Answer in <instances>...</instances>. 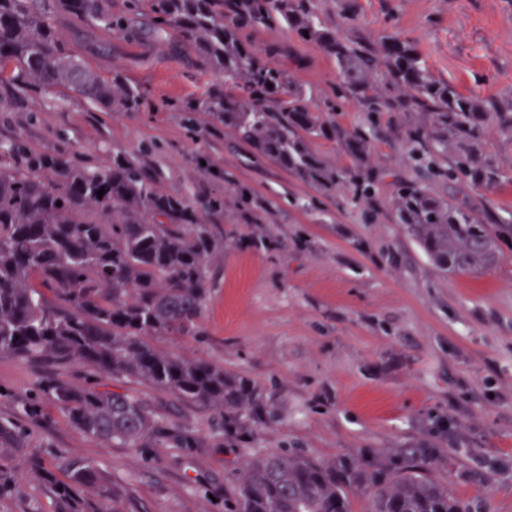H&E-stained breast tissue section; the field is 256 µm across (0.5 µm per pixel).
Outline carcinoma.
<instances>
[{"label":"carcinoma","mask_w":512,"mask_h":512,"mask_svg":"<svg viewBox=\"0 0 512 512\" xmlns=\"http://www.w3.org/2000/svg\"><path fill=\"white\" fill-rule=\"evenodd\" d=\"M125 2L124 15L115 16L112 0H0V88L12 95L66 88L106 111H135L144 91L100 76L51 20L91 22L129 38L159 40L175 30L217 76L182 111L222 123L256 158L325 194L344 188L358 205L385 177L372 164V130L336 120L337 105L347 103L370 124L382 112L423 115L409 132L408 154L430 167L436 157L453 154L450 180L462 175L488 191L512 181L487 149L491 123L512 132V102L491 108L438 80L416 42L397 31L374 39L345 33L321 18V0ZM275 23L336 64L325 108H313L310 93L241 37L246 28ZM318 140L339 145L349 163L327 162L314 151ZM391 205L396 223L443 273L489 270L509 246L492 225L425 185L394 183ZM222 207L217 197L199 206L162 191L127 154L102 168L0 142V353L48 357L60 367L89 362L106 381L147 383L217 409L224 413V434L250 441L247 427L266 410L254 384L201 359L163 354L149 341L197 333L211 262L224 250V234L208 215ZM38 393L102 442L141 448L169 437L143 401L106 382L78 387L55 373L40 380ZM22 441L19 427L0 422V449ZM441 454L422 445L328 461L299 448L257 453L237 478L227 512H357L359 499L362 512H470L433 477ZM63 470L67 481L57 494L70 512H118L108 505L115 492L96 465L73 458Z\"/></svg>","instance_id":"obj_1"}]
</instances>
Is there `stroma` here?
<instances>
[{
    "label": "stroma",
    "instance_id": "35a3bbf8",
    "mask_svg": "<svg viewBox=\"0 0 512 512\" xmlns=\"http://www.w3.org/2000/svg\"><path fill=\"white\" fill-rule=\"evenodd\" d=\"M322 17L366 36L396 30L415 40L433 74L462 93L512 101V0H323ZM66 43L104 77L144 89L136 112H105L56 89L0 107V141L22 137L105 167L133 153L167 193L220 197L210 223L224 231L211 263V292L197 336H155L161 352L202 359L260 387L274 420L257 441L233 444L222 415L153 386L123 383L187 434V448H122L86 435L50 402L19 415L49 361L0 354V418L25 433L24 453H0L12 475L0 512H62L54 481L66 458L94 462L120 512H225L233 484L256 449L305 448L331 460L362 449L422 444L443 451L434 472L472 512H512V251L481 274L440 272L396 224L394 181L420 182L406 133L418 116L382 119L372 163L385 171L370 202L344 191L322 195L269 161L223 125L189 117L177 102L202 97L215 76L194 52L115 31L98 50L92 29L55 22ZM252 47L284 46L272 61L322 106L336 66L275 24L244 30ZM428 181V180H425ZM484 223L512 236V183L486 192L459 181H428Z\"/></svg>",
    "mask_w": 512,
    "mask_h": 512
}]
</instances>
